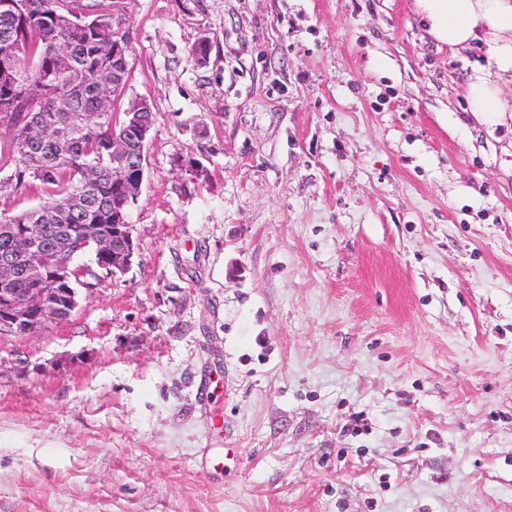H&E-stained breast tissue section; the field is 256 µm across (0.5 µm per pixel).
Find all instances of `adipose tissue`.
Segmentation results:
<instances>
[{
  "instance_id": "1",
  "label": "adipose tissue",
  "mask_w": 512,
  "mask_h": 512,
  "mask_svg": "<svg viewBox=\"0 0 512 512\" xmlns=\"http://www.w3.org/2000/svg\"><path fill=\"white\" fill-rule=\"evenodd\" d=\"M430 34L449 49L482 48L485 65L470 77L466 95L473 111L512 112L499 80L512 76V0H415Z\"/></svg>"
}]
</instances>
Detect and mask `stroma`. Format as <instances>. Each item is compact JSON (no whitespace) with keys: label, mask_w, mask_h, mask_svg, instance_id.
Wrapping results in <instances>:
<instances>
[{"label":"stroma","mask_w":512,"mask_h":512,"mask_svg":"<svg viewBox=\"0 0 512 512\" xmlns=\"http://www.w3.org/2000/svg\"><path fill=\"white\" fill-rule=\"evenodd\" d=\"M129 10L137 258L0 341V512H512V112H470L480 51L414 0Z\"/></svg>","instance_id":"obj_1"}]
</instances>
